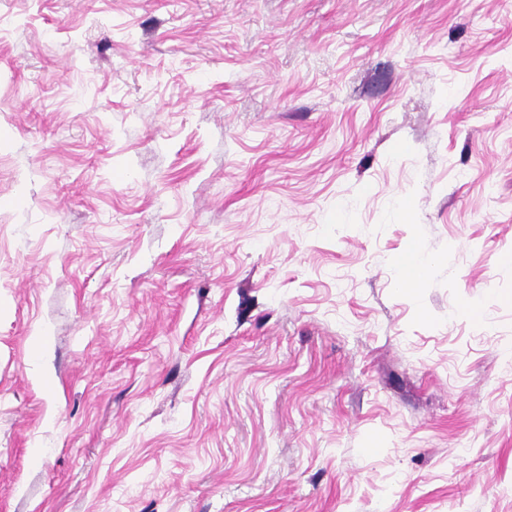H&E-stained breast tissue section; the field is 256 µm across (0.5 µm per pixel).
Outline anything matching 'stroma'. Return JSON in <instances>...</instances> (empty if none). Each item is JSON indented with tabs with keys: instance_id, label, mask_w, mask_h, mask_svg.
Here are the masks:
<instances>
[{
	"instance_id": "35a3bbf8",
	"label": "stroma",
	"mask_w": 512,
	"mask_h": 512,
	"mask_svg": "<svg viewBox=\"0 0 512 512\" xmlns=\"http://www.w3.org/2000/svg\"><path fill=\"white\" fill-rule=\"evenodd\" d=\"M0 512H512V0H0Z\"/></svg>"
}]
</instances>
